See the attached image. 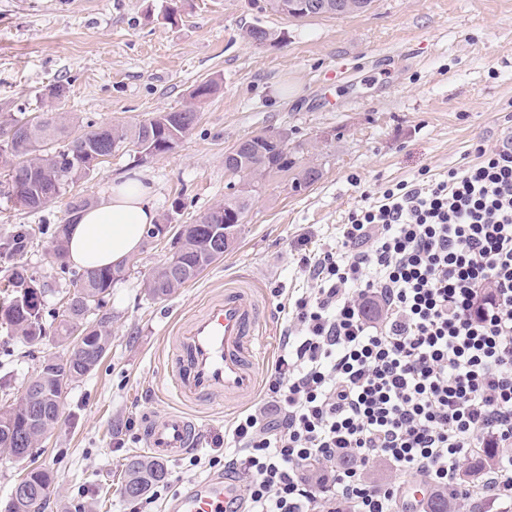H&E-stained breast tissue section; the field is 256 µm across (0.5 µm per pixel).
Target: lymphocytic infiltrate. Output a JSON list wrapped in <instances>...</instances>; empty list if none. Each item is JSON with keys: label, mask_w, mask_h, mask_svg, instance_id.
<instances>
[{"label": "lymphocytic infiltrate", "mask_w": 512, "mask_h": 512, "mask_svg": "<svg viewBox=\"0 0 512 512\" xmlns=\"http://www.w3.org/2000/svg\"><path fill=\"white\" fill-rule=\"evenodd\" d=\"M446 178L386 189L300 262L262 408L224 435L245 512H400L386 461L464 499L463 465L512 501V145L476 143Z\"/></svg>", "instance_id": "obj_1"}]
</instances>
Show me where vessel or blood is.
Instances as JSON below:
<instances>
[{"label":"vessel or blood","instance_id":"obj_1","mask_svg":"<svg viewBox=\"0 0 512 512\" xmlns=\"http://www.w3.org/2000/svg\"><path fill=\"white\" fill-rule=\"evenodd\" d=\"M267 333L255 292L225 288L177 326L167 353V390L190 403L218 398L236 406L250 400L258 391L259 347ZM201 434L197 423L170 411L147 418L144 440L152 453L176 457L198 447ZM428 494L424 481L412 480L402 485L400 502L417 512ZM238 496L223 477L210 476L175 494L168 512H230Z\"/></svg>","mask_w":512,"mask_h":512}]
</instances>
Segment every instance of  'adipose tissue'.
<instances>
[{
	"mask_svg": "<svg viewBox=\"0 0 512 512\" xmlns=\"http://www.w3.org/2000/svg\"><path fill=\"white\" fill-rule=\"evenodd\" d=\"M156 221L151 185L132 175L113 185L106 201L71 215L66 235L68 259L83 269L123 266Z\"/></svg>",
	"mask_w": 512,
	"mask_h": 512,
	"instance_id": "adipose-tissue-1",
	"label": "adipose tissue"
}]
</instances>
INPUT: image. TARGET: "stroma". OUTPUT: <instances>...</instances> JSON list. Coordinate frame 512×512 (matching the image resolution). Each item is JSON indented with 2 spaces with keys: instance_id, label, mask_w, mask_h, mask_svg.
Segmentation results:
<instances>
[{
  "instance_id": "1",
  "label": "stroma",
  "mask_w": 512,
  "mask_h": 512,
  "mask_svg": "<svg viewBox=\"0 0 512 512\" xmlns=\"http://www.w3.org/2000/svg\"><path fill=\"white\" fill-rule=\"evenodd\" d=\"M252 25L278 41L253 46L245 36ZM207 80L218 89L174 150L145 160L134 147L120 150L78 193L99 202L114 179L137 173L159 216L176 224L198 223L232 192H250L251 207L235 244L167 299L148 296L144 281L169 243L144 239L129 260L100 309L112 328L108 352L71 384L59 422L30 452L53 476L44 512H129L125 463L143 454L155 412L188 411L206 435L200 465L186 454L165 460L166 478L143 512H164L176 492L215 473L210 460L224 451L212 441L239 412L168 397L175 328L225 284H250L271 325L259 365L267 379L294 303L313 286L302 254L334 243L349 211L380 201L385 187L465 168L476 141L493 147L512 132V0H372L361 14L300 21L259 11L256 0H0V113H42L44 89L61 82L60 111L131 128L183 109ZM277 131L295 146L320 143L314 161L323 176L306 193H292L283 172L252 187L225 172L227 151ZM69 218L64 197L36 212L0 200V237L17 224L49 231ZM50 245L48 232L37 236L19 259L46 289L45 333L32 344L0 327V411L35 368L67 351L53 315L74 276L52 264Z\"/></svg>"
}]
</instances>
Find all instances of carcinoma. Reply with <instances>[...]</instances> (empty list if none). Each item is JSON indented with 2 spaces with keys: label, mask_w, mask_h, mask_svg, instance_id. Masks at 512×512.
I'll use <instances>...</instances> for the list:
<instances>
[{
  "label": "carcinoma",
  "mask_w": 512,
  "mask_h": 512,
  "mask_svg": "<svg viewBox=\"0 0 512 512\" xmlns=\"http://www.w3.org/2000/svg\"><path fill=\"white\" fill-rule=\"evenodd\" d=\"M246 37L255 46L276 40L274 33L254 25L246 29ZM197 119L196 110L179 112H158L132 129L124 126H88L86 129L72 128L65 117L58 112H44L30 116L26 112L0 113V169L12 173L20 190V207L31 212L39 210L47 201L64 196L100 170V157L112 156L113 149H124L128 145L146 158L166 154L173 150L193 128ZM238 176L255 177L270 172L291 171L294 178L310 183L321 177L320 170L311 166H300L285 161L283 155L265 143H251L241 156ZM249 209V200L240 195L224 199V203L213 207L208 215L219 224L234 216L244 218ZM46 233V226L19 224L12 234L0 242V259L12 260L23 253L35 234ZM66 225L59 224L51 235L54 263L61 272L68 270L64 236ZM175 252L161 266L156 268L145 283L146 292L154 299H166L179 288L195 280L216 258L210 251V241L203 228H193L174 244ZM125 267L116 269H95L82 273L72 282L73 296L68 312L55 315L59 319L57 332L67 340L80 328L91 323L92 310L101 307L110 294L112 284L120 280ZM36 279L14 270L7 288L20 294ZM43 295L24 297V301L0 305V325L4 324L15 333L28 339L42 335ZM110 337L96 332L85 340L87 351L83 358L70 366L63 364L40 365L28 382L42 395L40 405L44 419L39 426L53 425L57 415L58 396L56 391L59 377L70 381L84 376L95 369L109 349ZM26 412L18 409L13 420L0 421V445L14 444V430L25 423ZM166 470L159 460L134 455L126 464L125 496L136 499L143 496L154 485L163 481ZM31 487L29 499L13 504L11 512H43L47 496L41 494L45 485L51 484L50 473L40 467L28 471ZM426 512H459V499L450 491L432 493L426 501Z\"/></svg>",
  "instance_id": "cac0c4a2"
}]
</instances>
